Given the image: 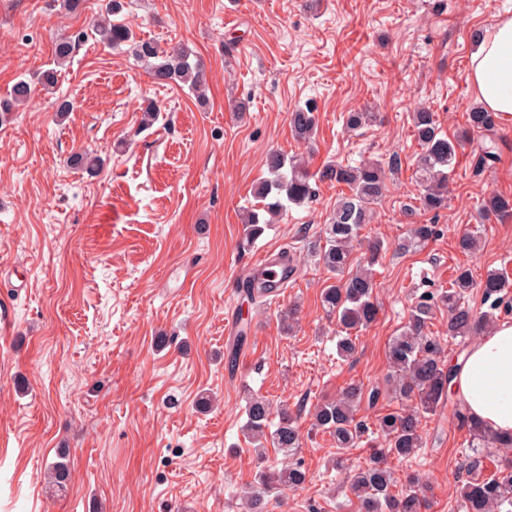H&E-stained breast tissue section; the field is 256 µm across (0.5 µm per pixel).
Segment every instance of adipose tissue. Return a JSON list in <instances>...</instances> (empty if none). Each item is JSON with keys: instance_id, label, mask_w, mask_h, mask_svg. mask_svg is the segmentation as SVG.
Returning a JSON list of instances; mask_svg holds the SVG:
<instances>
[{"instance_id": "adipose-tissue-1", "label": "adipose tissue", "mask_w": 512, "mask_h": 512, "mask_svg": "<svg viewBox=\"0 0 512 512\" xmlns=\"http://www.w3.org/2000/svg\"><path fill=\"white\" fill-rule=\"evenodd\" d=\"M468 81L486 110L512 116V15L485 29L470 57ZM453 387L470 419L497 436L512 437V322L470 346Z\"/></svg>"}]
</instances>
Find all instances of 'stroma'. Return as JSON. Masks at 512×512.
<instances>
[{
  "mask_svg": "<svg viewBox=\"0 0 512 512\" xmlns=\"http://www.w3.org/2000/svg\"><path fill=\"white\" fill-rule=\"evenodd\" d=\"M106 2L84 0L73 13L62 0H0V96L49 68L57 40L86 34L57 84L0 124V304L12 318L0 331V512H246L245 488L281 460L271 447L256 452L243 430L257 395L308 407L298 422L307 480L270 512H358L346 473L331 468L336 444L313 427L310 408L353 381L379 391L359 407L370 434L345 452L363 466L385 445L380 417L406 407L389 390L387 348L417 298L460 266L477 282L512 272V219L478 208L489 195L512 196V118L500 119L505 145L482 175L470 167L480 133L459 149L448 207L434 219L439 236L396 249L410 229L402 209L420 191L411 114L428 108L450 136L465 128L477 105L473 35L512 15V0H125L137 37L202 61V102L186 85L154 84L127 46L90 35ZM146 100L164 118L145 128ZM308 103L317 124L307 143L294 139L288 114ZM360 109L378 120L348 131L342 114ZM83 150L102 158L96 174L71 165ZM273 150L313 170L398 161L361 231L385 254L374 268L379 314L351 358L337 353L340 328L320 299L328 274L310 250L342 185L316 182L312 201L244 240L243 212ZM474 229L482 248L470 257L456 242ZM273 247L296 266L280 298L235 295L231 282ZM291 306L299 321L288 334L280 317ZM231 314L251 324L233 367ZM454 412L449 403L423 417L422 448L390 462L394 491L419 477L427 512H461L471 438ZM61 455L69 476L59 485L47 466Z\"/></svg>",
  "mask_w": 512,
  "mask_h": 512,
  "instance_id": "1",
  "label": "stroma"
}]
</instances>
